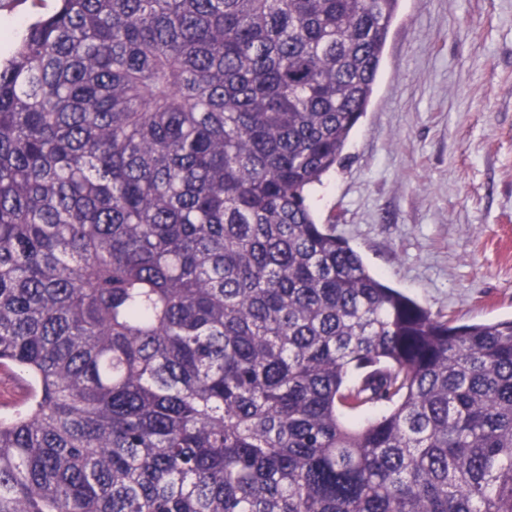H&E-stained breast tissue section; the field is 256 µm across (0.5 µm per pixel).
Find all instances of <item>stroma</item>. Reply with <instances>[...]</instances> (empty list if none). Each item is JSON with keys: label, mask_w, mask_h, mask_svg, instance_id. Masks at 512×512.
Returning a JSON list of instances; mask_svg holds the SVG:
<instances>
[{"label": "stroma", "mask_w": 512, "mask_h": 512, "mask_svg": "<svg viewBox=\"0 0 512 512\" xmlns=\"http://www.w3.org/2000/svg\"><path fill=\"white\" fill-rule=\"evenodd\" d=\"M346 153L319 223L432 313L512 317V0H402Z\"/></svg>", "instance_id": "35a3bbf8"}]
</instances>
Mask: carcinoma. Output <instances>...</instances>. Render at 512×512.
Wrapping results in <instances>:
<instances>
[{
    "label": "carcinoma",
    "mask_w": 512,
    "mask_h": 512,
    "mask_svg": "<svg viewBox=\"0 0 512 512\" xmlns=\"http://www.w3.org/2000/svg\"><path fill=\"white\" fill-rule=\"evenodd\" d=\"M401 0H54L0 58V512H512V318L309 196ZM381 408L362 423L350 415ZM7 369L0 366V414L6 415L18 408L28 398L27 396H20L13 384V379L9 374L3 373ZM15 374V369H7Z\"/></svg>",
    "instance_id": "cac0c4a2"
}]
</instances>
